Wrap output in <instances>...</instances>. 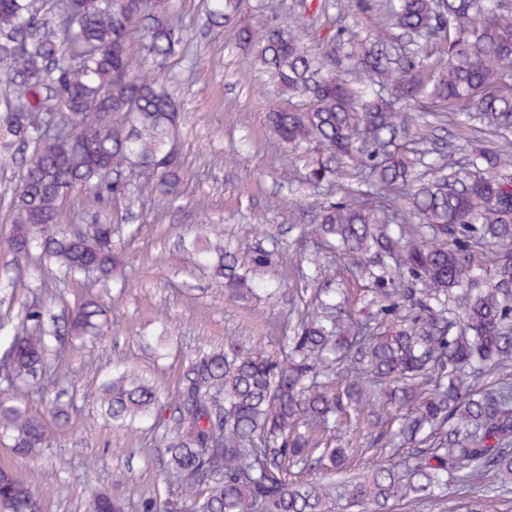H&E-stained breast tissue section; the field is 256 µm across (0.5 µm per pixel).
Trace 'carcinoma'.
Segmentation results:
<instances>
[{
	"instance_id": "carcinoma-1",
	"label": "carcinoma",
	"mask_w": 512,
	"mask_h": 512,
	"mask_svg": "<svg viewBox=\"0 0 512 512\" xmlns=\"http://www.w3.org/2000/svg\"><path fill=\"white\" fill-rule=\"evenodd\" d=\"M239 0H210L203 29L231 23ZM336 10L347 26L305 33ZM174 0H0V147L26 162L5 239L60 282L83 290L67 334H101L97 300L123 285L133 259L115 225L61 223L71 195H180L169 151L180 113L165 87L184 41ZM277 86L268 122L298 150L306 180L328 197L305 233L338 252L361 284H324L283 318L278 356L224 346L190 354L175 402L138 370L117 367L87 401L116 422L153 425L155 447L190 512H331L350 502L385 512L397 502L454 497L488 512L512 495V0H297L288 20L235 30ZM448 130V154L433 133ZM135 172L155 177L135 182ZM232 298L262 289L282 255L256 242L191 244ZM45 305L0 322V435L27 457L49 446L47 419L71 415L58 392L66 343ZM45 403L30 412L33 399ZM403 459L387 465L381 458ZM368 457L366 469L356 458ZM324 474L315 483L312 472ZM489 477L480 497L465 494ZM161 495L141 512H171ZM100 493L88 512H134ZM32 482L0 469V512H43Z\"/></svg>"
}]
</instances>
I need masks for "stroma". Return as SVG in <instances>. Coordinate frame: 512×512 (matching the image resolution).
Instances as JSON below:
<instances>
[{"instance_id":"obj_1","label":"stroma","mask_w":512,"mask_h":512,"mask_svg":"<svg viewBox=\"0 0 512 512\" xmlns=\"http://www.w3.org/2000/svg\"><path fill=\"white\" fill-rule=\"evenodd\" d=\"M169 70L183 116L176 139L183 163L178 200L160 208L150 198L102 202L81 190L72 194L62 215L66 224L95 212L116 223L128 219L138 231L123 237L121 245L137 262L125 288L102 298L111 323L108 335L69 346L65 387L78 400L69 424L52 430L50 447L29 457L14 455L0 441V468L32 477L45 512H86L95 489L120 499L148 498L165 488L180 495V487L166 485L150 431L114 424L100 405L82 401L83 392L95 387L96 371L121 362L148 374L171 399L190 349L233 338L278 351L297 266L322 250L303 228L325 195L303 183V165L293 155L282 153L278 163H271L267 117L273 87L258 79L257 65L236 47L231 28L197 38L186 56L171 59ZM24 172L21 162L0 157V280L19 275L29 284L16 293L0 287V318L20 317L26 303L49 298L52 291L51 278L36 259L16 261L3 243ZM205 225L235 243L263 233L283 248L286 265L263 274L280 282V295L229 300L223 281L180 248L181 238L196 236ZM90 458L96 465L88 471L83 464Z\"/></svg>"}]
</instances>
